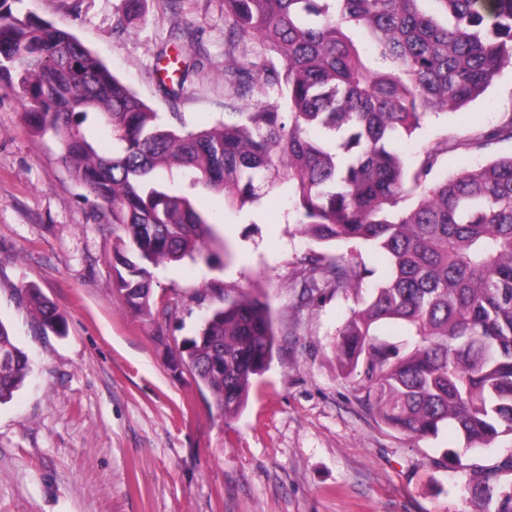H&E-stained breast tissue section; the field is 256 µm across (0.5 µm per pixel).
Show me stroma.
I'll return each mask as SVG.
<instances>
[{
	"label": "stroma",
	"instance_id": "obj_1",
	"mask_svg": "<svg viewBox=\"0 0 512 512\" xmlns=\"http://www.w3.org/2000/svg\"><path fill=\"white\" fill-rule=\"evenodd\" d=\"M123 0H20L13 12L71 31L160 115L202 127L224 116V0H142L127 30ZM183 43L182 89L162 84L161 52ZM512 103V64L478 99L426 119L402 146L408 165L444 140L497 123ZM0 80V322L33 370L0 405V512H473L468 474L449 463L455 433L410 439L366 405L336 359L355 295L303 300L299 258L314 249L287 191L240 212L192 190L223 216L207 259L152 268L155 305L127 309L112 252L122 231L71 177L50 135L24 119ZM32 286L63 313L42 333L19 304ZM260 295L276 346L231 421L179 364L223 288Z\"/></svg>",
	"mask_w": 512,
	"mask_h": 512
}]
</instances>
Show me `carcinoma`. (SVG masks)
Here are the masks:
<instances>
[{
	"label": "carcinoma",
	"mask_w": 512,
	"mask_h": 512,
	"mask_svg": "<svg viewBox=\"0 0 512 512\" xmlns=\"http://www.w3.org/2000/svg\"><path fill=\"white\" fill-rule=\"evenodd\" d=\"M126 0L117 28L138 16ZM228 112L203 129L174 125L148 106L68 30L13 14L0 0V78L27 103L32 127L51 134L69 173L101 204L128 244L115 250L116 287L150 312V267L208 258L216 239L174 178L224 195L242 210L288 188L295 223L320 243L377 250L387 274L369 286L339 331L336 358L391 429L413 439L445 427L473 448L512 435V155L443 180V149L512 141V105L496 124L424 151L407 172L400 143L432 114L481 96L512 62V0H224ZM260 40L264 58L242 46ZM240 56H235V52ZM274 92L287 110L253 102ZM101 130L112 155L94 145ZM420 190L403 206L406 183ZM373 276L361 252L312 251L304 292L360 291ZM38 326L63 335L66 320L35 288L20 289ZM407 328L413 343L395 341ZM275 333L268 305L236 288L221 292L181 364L228 421L269 366ZM31 371L0 322V405ZM471 499L512 512V452L469 467Z\"/></svg>",
	"instance_id": "carcinoma-1"
}]
</instances>
